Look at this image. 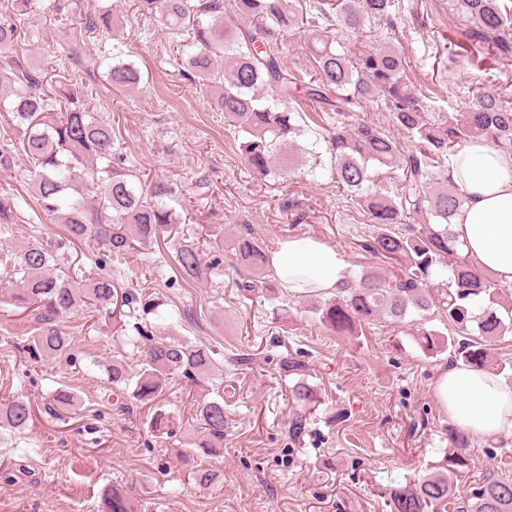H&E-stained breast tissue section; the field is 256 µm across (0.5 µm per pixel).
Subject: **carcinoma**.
Here are the masks:
<instances>
[{
    "label": "carcinoma",
    "mask_w": 512,
    "mask_h": 512,
    "mask_svg": "<svg viewBox=\"0 0 512 512\" xmlns=\"http://www.w3.org/2000/svg\"><path fill=\"white\" fill-rule=\"evenodd\" d=\"M36 0H3L0 4V58L23 50L19 20L32 12ZM137 9L153 16L173 37L186 36L180 54L189 76L214 89L213 105L224 119L246 134L243 155L253 175L266 179L288 174L298 154L320 164L318 141L297 144L304 132L302 115L291 106L298 98L336 115L326 151L336 182L363 203L373 226L365 248L391 261L380 273L363 270L336 295L313 306L320 323L339 336H356L362 324L377 317L396 323L417 312L436 310L448 318L452 335L419 328L416 342L432 354L449 351L450 360L484 369L491 343L512 334V305L500 300L503 285L493 274L474 266L461 254L450 230L462 198L448 178L450 156L466 141L484 137L500 148H512V100L491 85L481 84L463 112H433L428 97L407 82L408 63L401 48L355 52L336 39L341 32L358 35L377 22L396 40L401 24L398 0H315L314 15L304 17L300 0H235V13L248 20L239 27L224 17V0H137ZM468 27L459 41L448 35V57L471 58L483 70L485 59L512 53V8L500 0H457ZM118 5L98 9L92 30L109 32ZM308 30L314 77L304 80L283 62L287 33ZM107 77L113 89L132 92L143 82L141 69L112 46ZM382 102L395 125L411 135L415 149L405 150L385 131L366 122H350V114L369 102ZM83 84L61 69L52 76L17 65L0 70V116L8 128L20 130V147L34 169L33 192L44 215L64 225L67 242L93 239L107 257L150 249L186 219L167 203L173 188L166 181H143L112 152V122L90 108ZM386 167L402 172V187L390 197L376 192L374 171ZM236 265L246 275L238 288L255 294L275 287L262 244L248 234L233 244ZM61 244L32 242L20 247L9 262L10 279L20 285L14 301L30 311L29 354L58 356L71 350L72 338L61 325L64 315L89 309L123 327L136 298L118 292L112 275L87 282L61 264ZM184 280L202 277L199 243L187 237L175 248ZM214 348L165 339L150 344L141 368L128 372L112 361L108 371L112 392L146 406L144 424L154 435L173 433L174 418L163 400L174 377H182L192 394V426L186 453H224L226 415L224 374L216 372ZM282 366L297 377L293 399L303 405L317 401L308 383V368L290 356ZM77 396L59 390L48 409L67 414ZM32 420V404L23 398L0 402V424L21 433ZM458 452L416 481L390 488L394 512H442L456 500V512H512V476L487 473L465 496H456L449 474L469 468L461 449L470 447L465 434L448 430ZM98 512H138L130 486L114 485L102 495Z\"/></svg>",
    "instance_id": "carcinoma-1"
}]
</instances>
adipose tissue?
<instances>
[{"label":"adipose tissue","instance_id":"adipose-tissue-1","mask_svg":"<svg viewBox=\"0 0 512 512\" xmlns=\"http://www.w3.org/2000/svg\"><path fill=\"white\" fill-rule=\"evenodd\" d=\"M449 176L464 200L451 226L464 254L512 285V152L483 138L468 141L454 155ZM270 264L281 287L299 295L336 291L350 276L339 252L311 236L280 240ZM435 393L471 435L512 433V384L501 376L458 365L439 375Z\"/></svg>","mask_w":512,"mask_h":512}]
</instances>
